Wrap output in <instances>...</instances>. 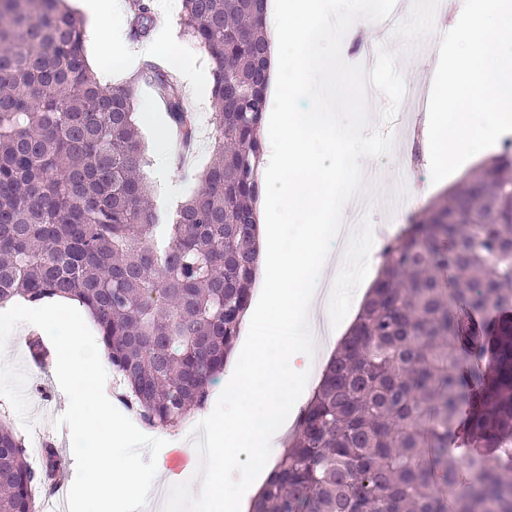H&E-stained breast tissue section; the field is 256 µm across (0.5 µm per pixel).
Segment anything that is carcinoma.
<instances>
[{
  "instance_id": "cac0c4a2",
  "label": "carcinoma",
  "mask_w": 512,
  "mask_h": 512,
  "mask_svg": "<svg viewBox=\"0 0 512 512\" xmlns=\"http://www.w3.org/2000/svg\"><path fill=\"white\" fill-rule=\"evenodd\" d=\"M135 27L154 24L135 0ZM210 62L212 161L171 218L150 203L137 83L180 141L176 73L106 87L65 0H0V306L54 299L94 318L123 399L150 427L204 404L251 301L268 81L264 0H181ZM0 422V512L56 475ZM252 512H512V150L387 243L362 309Z\"/></svg>"
}]
</instances>
